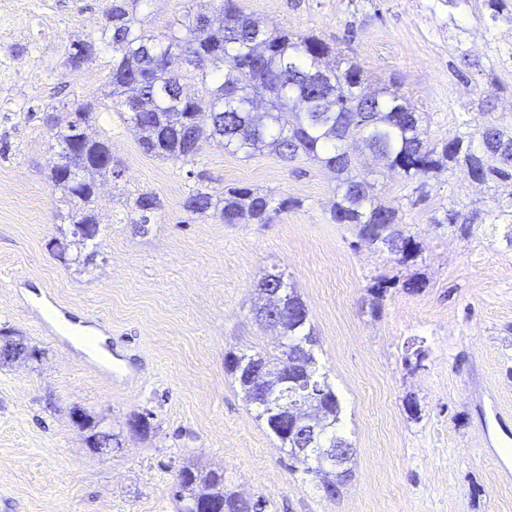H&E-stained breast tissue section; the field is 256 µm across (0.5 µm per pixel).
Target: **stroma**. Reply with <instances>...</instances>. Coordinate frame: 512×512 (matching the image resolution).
<instances>
[{
    "label": "stroma",
    "instance_id": "obj_1",
    "mask_svg": "<svg viewBox=\"0 0 512 512\" xmlns=\"http://www.w3.org/2000/svg\"><path fill=\"white\" fill-rule=\"evenodd\" d=\"M242 11L312 35L351 58L368 84L399 90L424 112L434 147L492 122L512 125V24L485 0H236ZM110 0H0V333L36 357L0 364V512H178V470L223 469L226 493L266 512H512V226L448 224V209L486 211L503 183L462 169L410 179L347 142L380 202L395 207L418 256L397 263L331 224L334 172L270 153L251 158L201 140L194 162L143 152L108 95L112 50L81 67L73 41L95 35ZM210 0H148L138 12L163 36ZM95 107L91 135L109 139L120 175L98 180V246L73 238L70 205L50 179L46 111ZM248 186L302 208L269 224H225L184 211L188 191ZM141 193L160 207L146 229ZM93 254L91 263L79 259ZM281 273L305 303L315 355L357 448L342 495L291 472L286 452L225 367L228 352H270L255 320L257 285ZM422 279L421 290L404 283ZM388 279L379 315L369 285ZM105 336L111 364L65 338L55 314ZM426 352L406 368L408 350ZM81 409L119 449L99 455ZM505 424H498L495 413ZM149 415L147 432L130 431Z\"/></svg>",
    "mask_w": 512,
    "mask_h": 512
}]
</instances>
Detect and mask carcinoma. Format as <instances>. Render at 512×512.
<instances>
[{
	"label": "carcinoma",
	"mask_w": 512,
	"mask_h": 512,
	"mask_svg": "<svg viewBox=\"0 0 512 512\" xmlns=\"http://www.w3.org/2000/svg\"><path fill=\"white\" fill-rule=\"evenodd\" d=\"M141 0H112V13L105 14L99 36L70 44L68 62L78 67L91 60L97 46L112 47V69L108 85L112 87L113 105L125 123L139 133L143 151L157 157L188 163L197 150L194 145L208 138L233 154L246 158L264 151L286 162L306 157L333 170L344 191L330 207L334 224H353L358 236L370 245H382L406 263L417 255L416 243L405 235L398 211L379 201L374 184L361 176L344 142L359 138L373 153L383 157L388 167L411 178L427 176L444 167H462L472 180L484 182L489 177L512 179V126L489 125L477 133L460 132L430 148L422 138V113L398 90L386 87L371 91L365 85L359 66L348 59L329 61L330 47L309 35H296L284 29L260 24L263 47L253 48L256 20L241 13L234 0H218L220 5L208 13L187 12L169 33L160 38L147 34L145 21L138 16ZM198 71L204 85L201 98L183 95V67ZM267 93L264 112L253 109L257 88ZM91 109L80 106L56 119L54 138L60 148L58 160L51 167L54 185L74 204L71 209L72 235L83 243H92L101 232L94 212L96 181L94 175L116 174L110 165L112 144L91 138L81 154L90 162L86 167L72 152V143L85 137ZM200 112L209 113V125L193 123ZM272 198L249 187H228L220 196L196 188L184 198L183 209L200 218H214L225 224L248 220L268 224L272 214L302 207V200L284 197L276 206ZM156 196L141 193L134 199L140 214L139 228L150 223L157 209ZM490 223L512 221V190L496 199L488 213ZM391 281L378 279L368 288L372 296L371 313L378 315ZM260 288H279L285 303H298L300 297L288 287L282 275L269 274ZM295 319L288 326L286 339L276 353L227 355L232 363L250 364L254 359L276 367L292 348L314 350L318 339L308 312L258 310L255 316L264 326L278 323L283 314ZM244 399L259 409L257 417L288 449V437L273 423L296 405L307 401L300 390H283L278 404L266 406L257 400L245 374L233 373ZM313 382L322 389L326 409V437L307 449L301 459H292L291 471L319 473L332 479L336 463L324 449L350 450L343 476L351 472L357 449L344 435L342 408L338 395L313 360ZM179 474L180 500L207 498L216 501L223 512H263L265 502L224 493V471L199 472L189 466Z\"/></svg>",
	"instance_id": "carcinoma-1"
}]
</instances>
